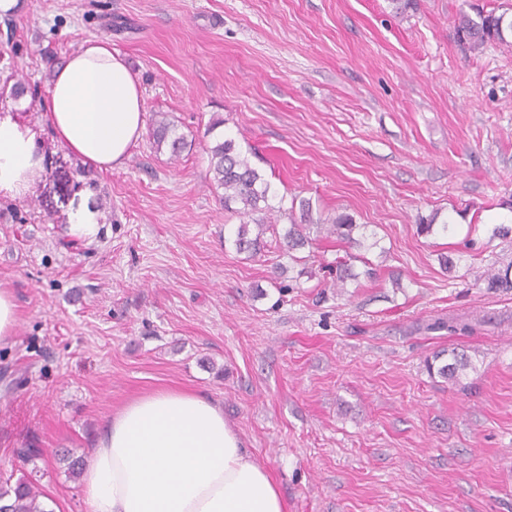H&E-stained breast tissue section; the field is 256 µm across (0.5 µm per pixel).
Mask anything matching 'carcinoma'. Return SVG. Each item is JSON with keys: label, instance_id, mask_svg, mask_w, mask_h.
Masks as SVG:
<instances>
[{"label": "carcinoma", "instance_id": "carcinoma-1", "mask_svg": "<svg viewBox=\"0 0 512 512\" xmlns=\"http://www.w3.org/2000/svg\"><path fill=\"white\" fill-rule=\"evenodd\" d=\"M505 15L493 12L478 14L477 18L463 15L459 19L457 35L466 42L469 48L475 50L489 41L507 43L505 29L512 30V22L508 27ZM152 138L157 147H168L172 156L177 157L187 147L185 138L176 133L174 123L163 118L152 126ZM209 170L216 188L224 190V208L234 209L243 217H251L256 213L263 215L261 219L253 220L254 235H249L248 223L239 225L234 239V245L239 253L255 254L260 251L264 234L271 224L285 217L290 221L283 235L284 247L290 252L304 248L309 244L307 230L311 220L310 203L306 200L299 206L284 207V199H279L271 192L270 183L260 173L251 160L254 152H241L233 139H217L209 148ZM300 210V218H295V210ZM319 228L326 236H334L339 240L360 246L362 241L354 237V233L362 225L353 222L352 217L340 215L329 224H321ZM487 288L497 290L512 288V263L504 269L491 270L485 274ZM429 332L445 330L469 329V324L456 319L438 318L425 326ZM473 368L471 361L464 354L453 353L451 361L438 367L437 373L450 381L458 380L459 376ZM45 494L26 476L16 481L9 480L0 484V512H48L43 505Z\"/></svg>", "mask_w": 512, "mask_h": 512}]
</instances>
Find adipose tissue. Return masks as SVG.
Returning <instances> with one entry per match:
<instances>
[{
  "instance_id": "adipose-tissue-1",
  "label": "adipose tissue",
  "mask_w": 512,
  "mask_h": 512,
  "mask_svg": "<svg viewBox=\"0 0 512 512\" xmlns=\"http://www.w3.org/2000/svg\"><path fill=\"white\" fill-rule=\"evenodd\" d=\"M64 147L100 170L124 165L143 132L141 89L109 42L85 41L47 90ZM35 135L0 117V191L37 176ZM89 512H287L266 466L244 448L214 400L157 390L111 414L82 475Z\"/></svg>"
}]
</instances>
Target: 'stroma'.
<instances>
[{
  "mask_svg": "<svg viewBox=\"0 0 512 512\" xmlns=\"http://www.w3.org/2000/svg\"><path fill=\"white\" fill-rule=\"evenodd\" d=\"M480 11L511 17L512 0H18L0 17V114L35 132L42 167L0 192L19 314L0 481L88 512L60 455L86 459L109 415L175 388L223 405L288 512H512V289L482 281L512 262V236H492L512 226V47L459 42ZM93 38L129 64L145 121L185 137L179 157L146 131L99 171L57 142L47 85ZM223 136L278 195L353 216L378 247L356 258L316 233L291 256L269 232L238 253L209 174ZM85 213L90 240L69 234ZM432 216L452 231L419 234ZM346 256L358 278L339 291L327 266ZM437 318L473 331L425 332ZM451 351L474 365L457 384L427 367ZM27 447L42 456L22 462Z\"/></svg>",
  "mask_w": 512,
  "mask_h": 512,
  "instance_id": "stroma-1",
  "label": "stroma"
}]
</instances>
